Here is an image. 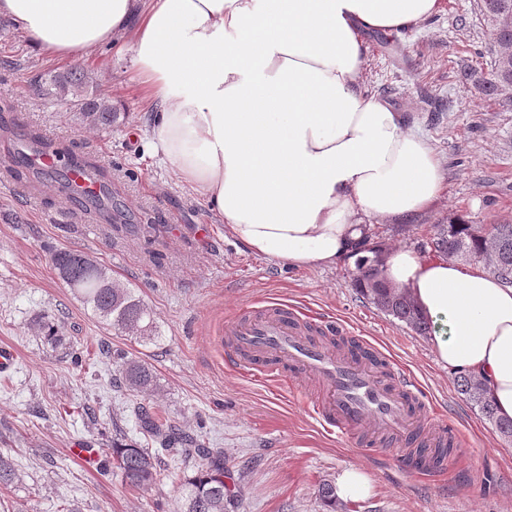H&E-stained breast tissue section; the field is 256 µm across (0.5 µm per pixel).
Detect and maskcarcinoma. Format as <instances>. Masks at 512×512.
<instances>
[{
	"label": "carcinoma",
	"mask_w": 512,
	"mask_h": 512,
	"mask_svg": "<svg viewBox=\"0 0 512 512\" xmlns=\"http://www.w3.org/2000/svg\"><path fill=\"white\" fill-rule=\"evenodd\" d=\"M510 85L512 71L502 72L495 67L492 77L483 81L482 87L487 95L503 96L509 102L512 96L505 92V87ZM37 90L48 98L68 104L71 110L104 129L112 128V123L118 119L112 104L94 90L92 78L79 67L49 75L38 84ZM473 230V225L461 218L451 224H435L430 241L422 247L431 253L465 262L483 261L490 274L512 286V224H496L490 236L484 238L475 236ZM359 250L367 256L357 263L354 287L383 314L404 323L418 335H429L432 331L430 321L385 282L376 258L368 257L372 252L369 236L363 237ZM51 262L59 277L79 295L83 304L114 331L131 335L140 342L157 343L163 339L151 311L136 289L114 284L105 268L95 260L77 250L59 249L51 254ZM119 375L132 392L147 394L154 388L152 369L134 358H122ZM457 387L497 433L512 437V421L496 415L480 381L462 376ZM138 420L141 429L159 444L160 450L176 457L201 460L196 475L184 480L181 512H229L236 508V496L224 483V463L220 456L198 439L195 447H184L183 437L167 417L144 408L139 411ZM99 466L104 472L117 469L127 484L137 488L156 484L159 476L156 449L145 448L136 442L113 446L110 456L101 460ZM16 479L12 462L1 454L0 488L11 486Z\"/></svg>",
	"instance_id": "obj_1"
}]
</instances>
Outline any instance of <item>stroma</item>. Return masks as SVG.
Segmentation results:
<instances>
[{"label":"stroma","mask_w":512,"mask_h":512,"mask_svg":"<svg viewBox=\"0 0 512 512\" xmlns=\"http://www.w3.org/2000/svg\"><path fill=\"white\" fill-rule=\"evenodd\" d=\"M477 3L443 0L439 13L396 33L391 49L376 34L363 36L365 88L429 139L445 172V189L430 210L401 226L371 222L375 242L417 247L432 225L454 217L486 227L512 221V102L479 88L498 47ZM130 55L122 42L74 62L48 60L0 19V122L14 128L13 137L0 136V159L30 131L63 155L82 154L103 171L100 183L117 217L104 224L66 202L57 173L41 174L36 193L24 178L0 179V349L15 355L0 370V453L19 475L0 489V512H62L67 504L77 512H179L181 484L195 462L177 465L159 454V480L142 489L72 454L77 444L100 455L124 439L148 444L135 416L140 406L222 452L238 512H322L319 486L335 483L348 466L359 467L372 490L356 502L337 501L336 512H512V439L458 392L430 337L364 300L351 268H294L235 239L148 151L150 124ZM75 64L118 112L112 128L34 94V76ZM55 249L83 252L113 281L138 289L163 341L144 344L100 323L54 270ZM274 303L344 322L418 383L438 422L454 420L468 444L466 455L448 457L447 478H414L394 453L345 446L304 403L310 382H298L290 394L264 373L226 365L225 322L239 309ZM118 349L152 367V395L116 383Z\"/></svg>","instance_id":"obj_1"}]
</instances>
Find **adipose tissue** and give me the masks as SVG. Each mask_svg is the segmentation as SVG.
I'll use <instances>...</instances> for the list:
<instances>
[{
	"mask_svg": "<svg viewBox=\"0 0 512 512\" xmlns=\"http://www.w3.org/2000/svg\"><path fill=\"white\" fill-rule=\"evenodd\" d=\"M440 0H0L32 49L72 59L130 39L149 149L254 253L355 265L367 222H400L444 190L437 153L362 84L366 31L410 29ZM387 283L436 330L450 373L512 419V287L406 246Z\"/></svg>",
	"mask_w": 512,
	"mask_h": 512,
	"instance_id": "adipose-tissue-1",
	"label": "adipose tissue"
}]
</instances>
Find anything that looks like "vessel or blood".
I'll return each instance as SVG.
<instances>
[{"label": "vessel or blood", "instance_id": "1", "mask_svg": "<svg viewBox=\"0 0 512 512\" xmlns=\"http://www.w3.org/2000/svg\"><path fill=\"white\" fill-rule=\"evenodd\" d=\"M69 194L81 200L101 189L82 161L69 170ZM316 317L276 304L255 317L233 320L224 329L231 360L241 367L273 369L283 365L290 378L316 383L320 395L309 407L322 425L348 445L371 453L399 451L407 471L427 476L441 469L436 449L465 447L455 426L437 423L434 411L417 384L392 374L374 344L340 350L309 337Z\"/></svg>", "mask_w": 512, "mask_h": 512}]
</instances>
